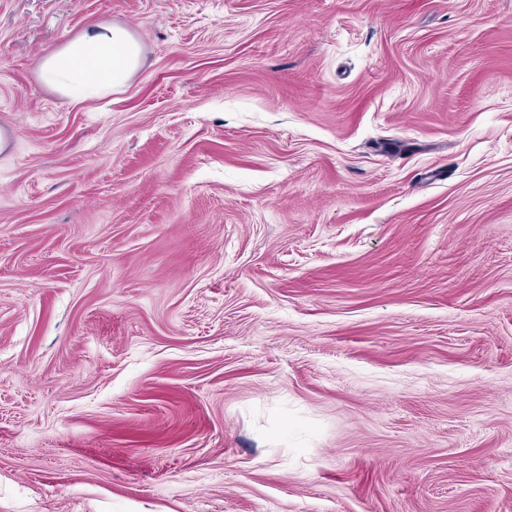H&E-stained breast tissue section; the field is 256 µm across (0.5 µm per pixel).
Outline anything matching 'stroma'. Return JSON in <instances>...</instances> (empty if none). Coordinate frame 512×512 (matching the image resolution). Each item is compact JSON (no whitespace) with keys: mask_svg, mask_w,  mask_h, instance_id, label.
<instances>
[{"mask_svg":"<svg viewBox=\"0 0 512 512\" xmlns=\"http://www.w3.org/2000/svg\"><path fill=\"white\" fill-rule=\"evenodd\" d=\"M0 512H512V0H0ZM141 62V44L129 29L94 24L45 56L39 77L69 98L89 100L124 87Z\"/></svg>","mask_w":512,"mask_h":512,"instance_id":"1","label":"stroma"}]
</instances>
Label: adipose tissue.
I'll use <instances>...</instances> for the list:
<instances>
[{
  "instance_id": "ef3b65f1",
  "label": "adipose tissue",
  "mask_w": 512,
  "mask_h": 512,
  "mask_svg": "<svg viewBox=\"0 0 512 512\" xmlns=\"http://www.w3.org/2000/svg\"><path fill=\"white\" fill-rule=\"evenodd\" d=\"M141 62V44L129 29L94 24L45 56L39 77L67 97L89 100L124 87Z\"/></svg>"
}]
</instances>
